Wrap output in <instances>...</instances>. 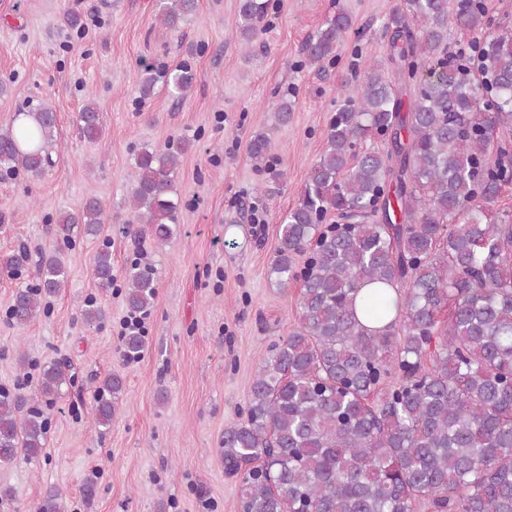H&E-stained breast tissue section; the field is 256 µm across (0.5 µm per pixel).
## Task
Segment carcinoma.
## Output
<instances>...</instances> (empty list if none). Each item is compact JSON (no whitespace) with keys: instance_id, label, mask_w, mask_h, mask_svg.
<instances>
[{"instance_id":"carcinoma-1","label":"carcinoma","mask_w":512,"mask_h":512,"mask_svg":"<svg viewBox=\"0 0 512 512\" xmlns=\"http://www.w3.org/2000/svg\"><path fill=\"white\" fill-rule=\"evenodd\" d=\"M271 0H239L236 37L248 45L268 24ZM198 0H162L171 29L196 18ZM488 0H403L382 25L390 71H365L342 90L324 130V151L310 165L298 203L285 215L268 276L285 288L302 281L297 327L259 363L241 421L224 429V474L238 482L241 512H512V214L492 209L512 181V150L493 146L512 131V34L478 41V63L448 54V27L481 33L490 25ZM351 28L339 10L303 47L304 63L336 62ZM179 101L197 82L184 64L139 66L146 102L157 83ZM414 96L403 111V86ZM295 100L272 103L276 123H288ZM39 147L23 152L14 126L0 128V177L38 176L52 165L57 131L53 109H28ZM90 141L102 133L99 106L79 113ZM379 137L385 149L366 146ZM252 157L274 161L264 133ZM181 151L143 147L133 158L130 218L123 232L149 234L164 245L179 232L174 184ZM103 203L86 200L60 213L64 245L73 229L96 237L108 223ZM303 255V267L295 257ZM20 247L0 262L19 277ZM98 287L116 281L112 252L93 258ZM62 250L42 257L35 281L18 288L9 307L17 327L30 323L43 299L65 287ZM391 285L366 301L382 330L366 328L355 304L362 287ZM157 280L151 268L126 277L125 302L135 315L151 308ZM447 317H441L442 313ZM89 326L103 322L95 301L82 309ZM145 347L138 333L123 339L124 355ZM71 377L54 364L43 370L36 397L52 402ZM121 382L106 377L91 420L112 424V395ZM48 420L38 406L21 407L0 392V465L42 452ZM38 512H65L62 494L48 490Z\"/></svg>"}]
</instances>
